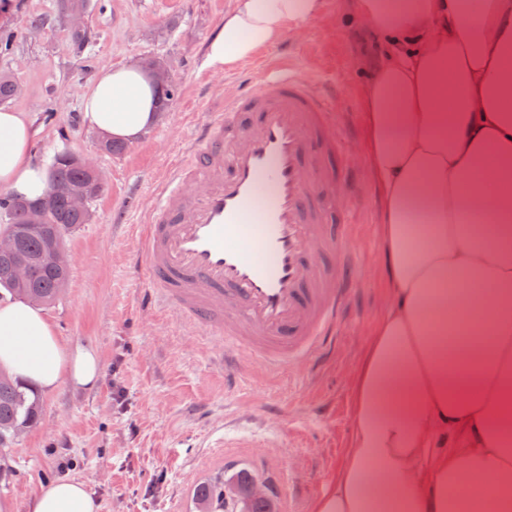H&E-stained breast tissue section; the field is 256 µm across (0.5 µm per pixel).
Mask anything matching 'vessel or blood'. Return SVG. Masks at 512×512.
<instances>
[{"instance_id": "vessel-or-blood-1", "label": "vessel or blood", "mask_w": 512, "mask_h": 512, "mask_svg": "<svg viewBox=\"0 0 512 512\" xmlns=\"http://www.w3.org/2000/svg\"><path fill=\"white\" fill-rule=\"evenodd\" d=\"M202 119L138 236L145 297L267 368L325 353L357 282L350 226L357 198L340 90L297 79L290 58L263 63Z\"/></svg>"}]
</instances>
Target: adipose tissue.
I'll use <instances>...</instances> for the list:
<instances>
[{
	"label": "adipose tissue",
	"mask_w": 512,
	"mask_h": 512,
	"mask_svg": "<svg viewBox=\"0 0 512 512\" xmlns=\"http://www.w3.org/2000/svg\"><path fill=\"white\" fill-rule=\"evenodd\" d=\"M325 0H235L205 68L228 72L317 18ZM387 42L366 90L365 153L381 199L385 308L354 372L343 464L313 512H512V0H353ZM83 121L117 142L158 120L141 67L101 69ZM36 130L0 109V191L51 188ZM0 370L50 392L94 389L96 348L64 345L42 309L0 297ZM29 512H97L80 481Z\"/></svg>",
	"instance_id": "1"
}]
</instances>
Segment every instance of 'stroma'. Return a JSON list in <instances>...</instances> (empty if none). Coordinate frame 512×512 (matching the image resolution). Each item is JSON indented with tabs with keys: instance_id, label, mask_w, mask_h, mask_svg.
Masks as SVG:
<instances>
[{
	"instance_id": "stroma-1",
	"label": "stroma",
	"mask_w": 512,
	"mask_h": 512,
	"mask_svg": "<svg viewBox=\"0 0 512 512\" xmlns=\"http://www.w3.org/2000/svg\"><path fill=\"white\" fill-rule=\"evenodd\" d=\"M15 3L14 15L0 19L11 37L0 73L21 87L8 107L32 119L35 160L49 163L68 150L103 175L91 221L63 236L70 279L45 308L63 342L97 348L102 377L91 390L63 385L41 394L39 424L6 452L14 474L0 483V512H28L39 486L57 480L84 482L99 512H193L195 484L241 464L274 482L279 512H310L344 461L351 372L383 313L381 202L369 170L359 174L353 225L363 284L333 351L313 365L276 370L246 356L235 384L225 386L223 337L175 309L141 305L148 273L138 227L173 161L192 147L198 119L256 76L248 64L226 74L202 65L234 0H92L79 52L57 0ZM34 17L44 20L37 32L29 28ZM383 41L351 21L345 0H327L323 14L271 47L291 55L300 77L345 85L342 111L356 157L365 139L362 95L379 62L371 46ZM148 58L166 65L177 93L148 133L107 154L83 122L81 94L101 68Z\"/></svg>"
}]
</instances>
